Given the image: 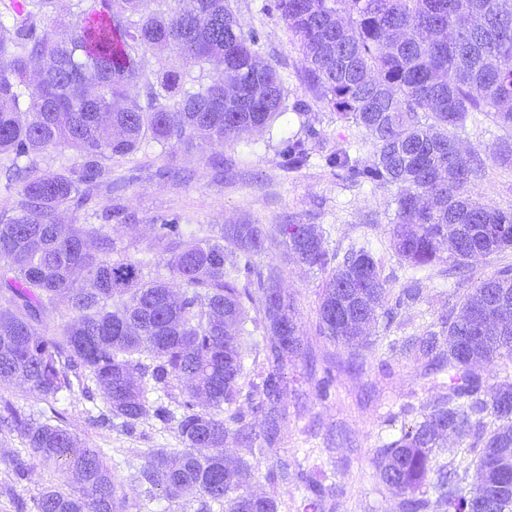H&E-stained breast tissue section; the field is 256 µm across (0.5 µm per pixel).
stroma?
<instances>
[{"mask_svg": "<svg viewBox=\"0 0 512 512\" xmlns=\"http://www.w3.org/2000/svg\"><path fill=\"white\" fill-rule=\"evenodd\" d=\"M275 0H231L230 5L257 41L265 61L284 81V114L270 130L248 141L220 146L223 169L216 170L199 155L163 153L156 149L131 160L112 161V186L100 189L86 207L64 212L67 224L93 223L94 212L119 204L129 221L113 220L112 236L122 257L146 263L151 276L169 277L152 227L161 223L193 231L201 224H258L272 242L258 256L271 270L284 295L293 304L301 344L285 364L288 389L282 399L284 415L277 454L262 452L261 440L252 446L227 439L225 456L247 461L251 475L247 488L263 496H276L284 512H310L304 487L295 481L273 482L269 471L278 460L288 462L289 473L304 470L332 482L319 512H400L401 497L376 480L373 459L384 442L393 439L396 427L412 426L448 387V377L431 370L432 358L415 348L393 351L389 342H404L422 335L427 325L450 309L481 280L512 265V252L478 255L465 269L453 270L450 258L415 271L394 250L396 187L357 185L327 166L336 150L351 157L370 158L372 147L365 131L340 120L321 104L305 77V63ZM310 126L314 158L310 165L288 167L277 141ZM512 128L481 115L460 134L463 149L485 157L480 180L472 188L482 204L512 211V168L498 165L489 155L499 141L511 140ZM195 171L185 182L177 170ZM283 224H311L324 237L332 254L368 246L392 291L403 288L408 277L423 280L422 299L399 308L394 318H378L367 330V343L349 349L320 334L317 312L327 271L296 261L279 231ZM330 378L327 397H319L316 384ZM0 397L33 421L42 422L52 411H61L69 429L89 446L101 449L108 463L117 464L123 477L127 512H200L198 498L170 500L160 490L140 484L136 476L159 448L182 450L176 424H162L145 416L134 431L112 418L106 399L93 379L49 406L16 384H1ZM26 444L17 433H0V512H19L18 503H31L55 480L53 469L36 466L23 481L16 480L10 461L26 456Z\"/></svg>", "mask_w": 512, "mask_h": 512, "instance_id": "obj_1", "label": "stroma"}]
</instances>
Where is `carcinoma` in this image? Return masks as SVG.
Listing matches in <instances>:
<instances>
[{
  "label": "carcinoma",
  "mask_w": 512,
  "mask_h": 512,
  "mask_svg": "<svg viewBox=\"0 0 512 512\" xmlns=\"http://www.w3.org/2000/svg\"><path fill=\"white\" fill-rule=\"evenodd\" d=\"M55 3L22 0L18 9L0 0V155L10 159L6 181L19 184L20 195L17 211L0 217V381L49 401L72 391L86 370L132 432L149 392L175 380L185 394L180 418L162 404L154 416L177 421L185 448L154 452L140 480L169 499L201 497L202 512L214 504L222 512L246 505L279 512L276 499L247 491V464L224 463L228 436L252 443L258 415L263 441L275 449L284 361L299 342L292 304L256 261L266 250L262 228L210 225L185 243L179 225H153L167 268L184 284L176 297L146 264L112 258L111 225L63 224L59 214L112 186L102 161L132 156L147 139L202 152L268 128L283 114V80L258 56L230 0H192L189 9L181 0H78L79 26L53 15ZM276 7L318 100L373 141L371 160L338 150L327 163L355 183L399 188L396 252L421 269L445 249L458 267L512 249V212L472 200L483 159L458 146L473 112L512 126V0H276ZM158 48L175 51L180 63L153 72L146 52ZM197 65L209 66L207 82L191 77ZM313 136L308 128L279 142L289 164H307ZM59 145L75 150L77 161L60 172L37 170L33 156ZM280 232L299 261L328 264L312 225L282 224ZM389 295L370 251H349L325 282L320 334L363 344L377 310L419 300L420 283L412 280L392 304ZM247 302L259 304L269 368L245 394L238 336ZM62 306L70 320L49 336L46 321ZM441 328L448 349L431 330L416 345L438 352L448 393L378 450L376 475L403 495L401 512H428L430 491L448 512H512V382L490 385L472 371L512 357V267L481 281ZM144 351L152 364L139 363ZM242 397L246 411L236 406ZM5 430L28 445L30 460H11L17 479L37 462L80 477L76 490L62 479L45 487L33 512H125L123 485L103 452L65 425H34L5 401ZM448 432L468 444L460 460L438 465L433 449ZM474 461L482 485L469 495L459 469Z\"/></svg>",
  "instance_id": "carcinoma-1"
}]
</instances>
